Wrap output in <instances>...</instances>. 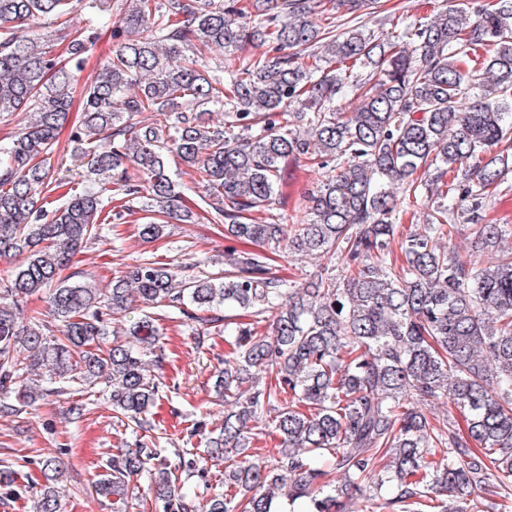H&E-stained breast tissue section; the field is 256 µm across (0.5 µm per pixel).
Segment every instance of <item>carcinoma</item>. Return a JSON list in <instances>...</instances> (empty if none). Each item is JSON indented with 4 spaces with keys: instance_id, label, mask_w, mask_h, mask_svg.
<instances>
[{
    "instance_id": "cac0c4a2",
    "label": "carcinoma",
    "mask_w": 512,
    "mask_h": 512,
    "mask_svg": "<svg viewBox=\"0 0 512 512\" xmlns=\"http://www.w3.org/2000/svg\"><path fill=\"white\" fill-rule=\"evenodd\" d=\"M104 5L0 0V116L22 115L0 147V259L23 258L0 281V394L15 400L3 411L36 406L45 383L103 384L112 411L147 433L162 382L146 367L165 361L155 315L177 309L205 326L222 308L233 348L214 385L224 422L203 453L224 464L230 492L209 495L204 512H275L280 498L289 512H347L353 501L357 512H508L512 248L500 243L512 231L479 223V211L512 170V0L445 8L393 42L363 25L336 29L339 8L368 18L381 0H124L112 56L79 90ZM251 42L272 53L225 80L197 60ZM347 90L358 105L340 112ZM77 98L71 141L90 173L115 175L120 204L105 216L90 186L44 207L71 184L52 158ZM171 154L209 192L203 219L252 248H229L227 269L204 277L154 259L104 290L72 280L73 257L135 205L145 239L164 234L157 214L198 218ZM302 158L326 168L306 221H267L286 164ZM401 187L430 209L423 231L397 241ZM457 211L473 220L462 252L450 247ZM283 252L318 264L292 280L276 265ZM40 294L56 335L38 316L19 322ZM435 403L457 408L465 427L452 414L431 420L423 407ZM266 435L277 439L267 457L255 447ZM197 458L118 448L92 489L122 512L144 476L165 512H193L185 482ZM42 469L33 512H58L65 464L49 457Z\"/></svg>"
}]
</instances>
